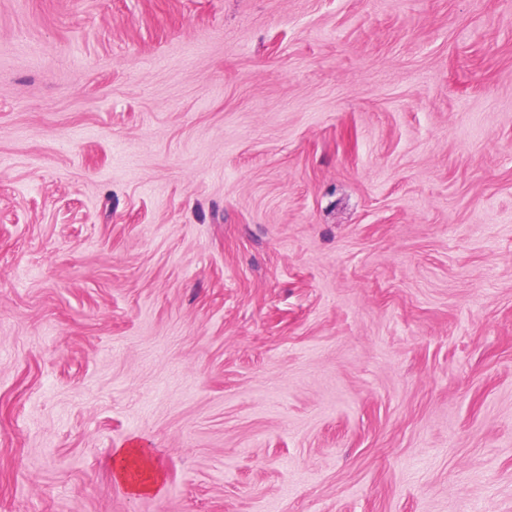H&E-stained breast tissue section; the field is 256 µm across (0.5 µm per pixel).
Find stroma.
Returning a JSON list of instances; mask_svg holds the SVG:
<instances>
[{"label": "stroma", "mask_w": 512, "mask_h": 512, "mask_svg": "<svg viewBox=\"0 0 512 512\" xmlns=\"http://www.w3.org/2000/svg\"><path fill=\"white\" fill-rule=\"evenodd\" d=\"M0 512H512V0H0ZM150 463V451L148 448L133 445L125 448H114L112 456L113 474L117 482L123 484L129 493L140 495L144 493H156L161 489V479L155 473L151 479L141 481L135 478V474L148 468Z\"/></svg>", "instance_id": "1"}]
</instances>
